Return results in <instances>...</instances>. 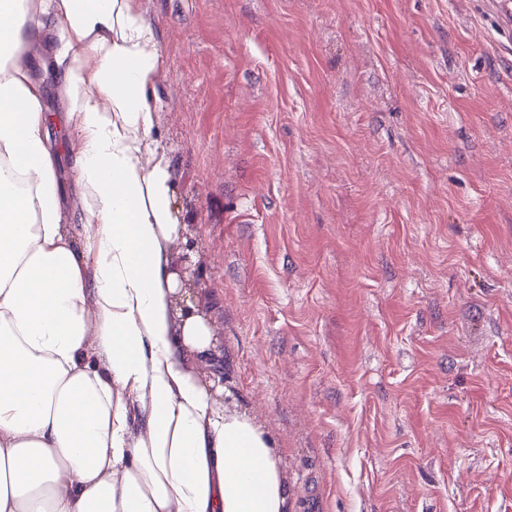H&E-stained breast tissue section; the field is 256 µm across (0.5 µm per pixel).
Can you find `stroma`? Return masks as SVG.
I'll return each mask as SVG.
<instances>
[{"label": "stroma", "mask_w": 512, "mask_h": 512, "mask_svg": "<svg viewBox=\"0 0 512 512\" xmlns=\"http://www.w3.org/2000/svg\"><path fill=\"white\" fill-rule=\"evenodd\" d=\"M152 150L291 512H512V24L489 0H136ZM32 46L75 248L80 136Z\"/></svg>", "instance_id": "35a3bbf8"}]
</instances>
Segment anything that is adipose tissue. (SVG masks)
Listing matches in <instances>:
<instances>
[{"label": "adipose tissue", "instance_id": "adipose-tissue-1", "mask_svg": "<svg viewBox=\"0 0 512 512\" xmlns=\"http://www.w3.org/2000/svg\"><path fill=\"white\" fill-rule=\"evenodd\" d=\"M81 136L96 273L63 224L42 85L20 47L45 28ZM0 512H290L280 454L190 367L214 336L177 318L181 233L149 150L159 63L135 0H0Z\"/></svg>", "mask_w": 512, "mask_h": 512}]
</instances>
